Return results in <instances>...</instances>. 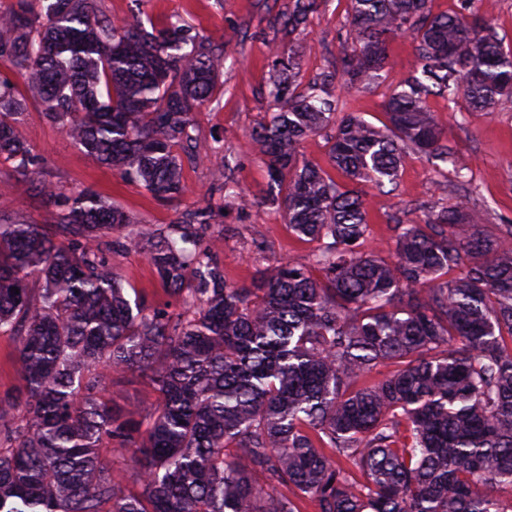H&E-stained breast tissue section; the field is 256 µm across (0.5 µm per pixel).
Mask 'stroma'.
Instances as JSON below:
<instances>
[{"label": "stroma", "mask_w": 512, "mask_h": 512, "mask_svg": "<svg viewBox=\"0 0 512 512\" xmlns=\"http://www.w3.org/2000/svg\"><path fill=\"white\" fill-rule=\"evenodd\" d=\"M290 0H100L111 20L141 19L159 25L177 18L195 28L202 43L224 48L223 83L214 101L194 114V140L179 150L186 193L160 202L139 184L78 148L57 126L48 122L37 103H29L17 132L37 156L32 181H17L9 165L0 166V224L41 220L44 200L38 183L50 182L65 191L89 189L128 212L144 224H171L197 209L204 196L216 191L221 174H233L239 189L254 197L267 192L268 178L257 156L246 146L248 133L268 120L272 102L267 96L265 74L273 48L288 41L300 52L298 83L307 89L324 73L333 71L350 29L349 0H318L301 33L287 35L278 23ZM391 72L369 91L343 92L339 109L354 112L372 124L384 122L383 103L392 84L416 70L411 39L398 38L388 45ZM429 108L448 130L457 156L464 159L474 193L473 209L484 214L488 226L512 224V97L502 99L491 114L470 111L463 99L441 95L428 99ZM460 197L459 182L451 163L407 154L396 188L389 193L369 191V247L386 246L391 231L389 217L403 208L424 211L432 206H452ZM213 233L222 237L217 259L231 283L257 278L268 261H304L315 243L290 233L283 213L271 205L240 212L215 213ZM105 256L122 279L129 298L147 309L167 307L172 299L140 250L123 247L121 235L111 237ZM115 412L137 404L153 410L161 395L138 374L113 376L108 384Z\"/></svg>", "instance_id": "1"}]
</instances>
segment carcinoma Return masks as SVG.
<instances>
[{"label": "carcinoma", "instance_id": "cac0c4a2", "mask_svg": "<svg viewBox=\"0 0 512 512\" xmlns=\"http://www.w3.org/2000/svg\"><path fill=\"white\" fill-rule=\"evenodd\" d=\"M472 3L435 15L429 0H350L339 66L305 92L296 46H277L266 78L276 111L247 139L270 181L260 201L226 179L219 197L159 226L43 183L41 222L0 224V333L18 337L25 410L19 421L0 401V512H301L306 501L315 512H506L496 492L512 491V224L487 232L463 199L396 213L387 247H365L367 188L395 185L408 152L466 170L427 97L460 95L489 114L512 96V49ZM316 9L292 0L278 21L298 32ZM400 37L421 76L393 86L388 124L337 115L335 91L388 78ZM221 53L179 21L117 25L99 0H16L0 13V65L27 93L0 76V163L33 174L15 130L30 96L155 200L181 196L175 147L192 142ZM321 133L339 182L299 155ZM261 201L318 248L230 284L209 220ZM120 231L126 246L146 244L183 311L131 304L103 256ZM378 366L388 372L372 382ZM114 373L146 376L161 404L115 413L102 397ZM105 439L130 453L140 494L112 481Z\"/></svg>", "mask_w": 512, "mask_h": 512}]
</instances>
